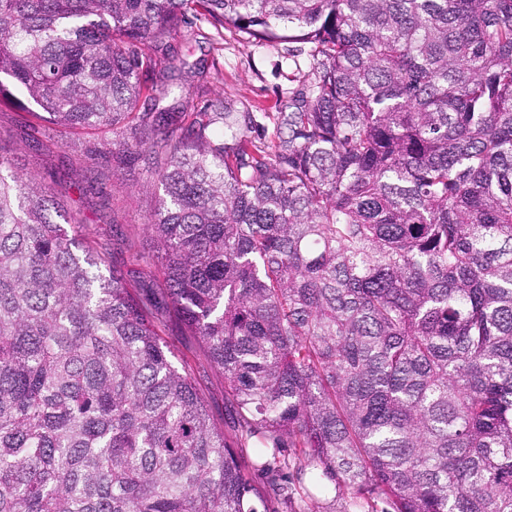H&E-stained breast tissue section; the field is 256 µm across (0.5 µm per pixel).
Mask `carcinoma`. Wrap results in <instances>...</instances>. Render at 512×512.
<instances>
[{"label": "carcinoma", "mask_w": 512, "mask_h": 512, "mask_svg": "<svg viewBox=\"0 0 512 512\" xmlns=\"http://www.w3.org/2000/svg\"><path fill=\"white\" fill-rule=\"evenodd\" d=\"M191 16L309 45L271 140L228 102L159 107L203 77L143 80ZM27 101L148 154L161 287L0 154V512H296L286 448L321 493L512 512V0H0V104ZM163 337L173 350L178 365L186 367L196 377L215 422L224 429V378L208 367L203 343L197 336L182 335L180 328L174 325Z\"/></svg>", "instance_id": "obj_1"}]
</instances>
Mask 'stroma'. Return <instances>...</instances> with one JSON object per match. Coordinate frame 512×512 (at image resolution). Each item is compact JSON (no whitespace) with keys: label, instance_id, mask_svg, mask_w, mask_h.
Listing matches in <instances>:
<instances>
[{"label":"stroma","instance_id":"obj_1","mask_svg":"<svg viewBox=\"0 0 512 512\" xmlns=\"http://www.w3.org/2000/svg\"><path fill=\"white\" fill-rule=\"evenodd\" d=\"M171 64L205 61V80L188 78L197 111L211 101H233L241 112H278L311 78L308 47L302 43H243L227 28L204 20L183 25L170 40ZM0 152L14 157L19 170L55 189L62 212L74 217L82 236L94 243L106 265L127 272L132 285L157 284L136 254L153 251L145 229L156 198L145 191L143 161L115 166L112 146L91 134L69 135L60 127L30 124L24 110L0 105ZM179 365L198 381L216 423L224 421V379L211 370L203 343L173 326L164 335Z\"/></svg>","mask_w":512,"mask_h":512}]
</instances>
